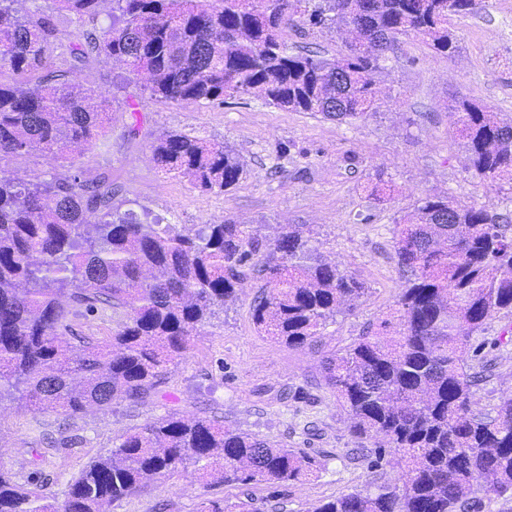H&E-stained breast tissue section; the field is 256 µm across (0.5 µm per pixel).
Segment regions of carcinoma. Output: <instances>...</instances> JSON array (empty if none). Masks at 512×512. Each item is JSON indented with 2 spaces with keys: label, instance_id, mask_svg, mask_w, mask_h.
Instances as JSON below:
<instances>
[{
  "label": "carcinoma",
  "instance_id": "carcinoma-1",
  "mask_svg": "<svg viewBox=\"0 0 512 512\" xmlns=\"http://www.w3.org/2000/svg\"><path fill=\"white\" fill-rule=\"evenodd\" d=\"M0 0V160L41 153L68 164L73 144L109 124L103 93L71 85L93 54L122 59L149 76L144 89L169 102L224 103L253 95L292 112L351 122L375 104L374 74L387 69L374 39L422 37L453 55V16L477 0H116L120 16L82 34L57 57L44 6L20 14ZM77 21L100 0H62ZM294 22L358 30L340 60L296 52L283 37ZM455 124L470 168L490 185L512 181V120L461 98ZM153 159L205 191L234 187L243 169L221 143L171 131ZM38 183L0 175V402L60 410L107 408L155 388L191 346L199 325L236 301L252 275L265 281L252 308L256 332L290 347L311 344L327 321L364 293L363 284L308 246L298 224L272 242L232 219L185 235L160 218L143 224L113 206L112 177L91 184L79 171ZM396 253L411 272L390 337H359L323 352L324 385L352 420L357 439L381 436L370 469H400L393 483L352 492L310 512H470L474 486L512 493V394L494 414L471 401L472 334L512 309V224L485 209L428 196L397 224ZM122 314L108 340L72 337L70 315ZM191 464L210 485L302 481V451L216 419L162 416L86 465L57 505L0 468V512H106L105 507Z\"/></svg>",
  "mask_w": 512,
  "mask_h": 512
}]
</instances>
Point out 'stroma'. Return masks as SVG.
Here are the masks:
<instances>
[{
  "label": "stroma",
  "mask_w": 512,
  "mask_h": 512,
  "mask_svg": "<svg viewBox=\"0 0 512 512\" xmlns=\"http://www.w3.org/2000/svg\"><path fill=\"white\" fill-rule=\"evenodd\" d=\"M458 50L435 53L420 38H397L392 69L376 77V105L352 122L287 112L249 96L221 105L170 104L145 91V76L105 56L91 58L70 81L108 93L112 121L105 136L73 148L84 182L110 173L114 204L138 215L160 216L185 234L231 217L260 238L284 224L305 225L309 244L340 270L354 274L365 293L352 310L330 319L324 348H341L396 320L408 275L399 264L395 229L400 217L433 195L512 216V185L492 186L468 166L451 115L465 96L512 118V0H479L472 14L451 17ZM301 53L342 58L350 37L296 24L285 31ZM178 131L231 147L243 167L233 188L204 192L188 178L162 172L152 144ZM39 153L0 161V174L24 182L61 174ZM263 291L246 279L238 300L202 324L189 350L167 366L146 401L118 399L77 417L0 403V467L65 500L70 483L93 459L109 454L121 435L176 412L223 423L304 451L314 472L272 489L210 486L193 466L178 467L142 491L112 504L111 512H200L251 499L257 512H309L318 501L368 487L369 453L378 442H355L348 414L321 378L319 353L257 334L252 306ZM482 344L472 372L475 409L490 413L512 393V309L475 332Z\"/></svg>",
  "instance_id": "obj_1"
}]
</instances>
